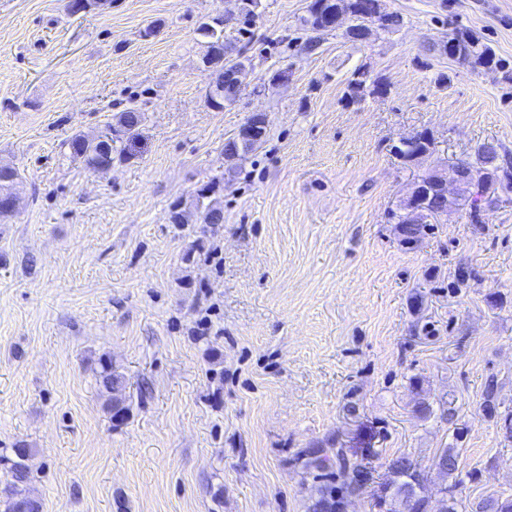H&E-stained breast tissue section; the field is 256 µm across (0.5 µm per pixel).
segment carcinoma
<instances>
[{
	"label": "carcinoma",
	"mask_w": 512,
	"mask_h": 512,
	"mask_svg": "<svg viewBox=\"0 0 512 512\" xmlns=\"http://www.w3.org/2000/svg\"><path fill=\"white\" fill-rule=\"evenodd\" d=\"M259 0H249L244 8V14L237 27L241 39L252 40V27L256 22V7ZM336 0H311L307 14L301 17V26L306 38L302 49L314 52L320 48V43L312 36L313 30L322 27L328 22L329 10ZM198 35L203 39L205 56L216 61L212 70V85L208 98L212 99L215 108L224 107V103L233 101L237 96L234 80V65L231 57L226 55L228 46L224 44V23H217L211 19L199 24ZM448 40L457 42V45L470 48L472 54V70H481L491 66L509 71V63L496 56L493 49L482 39L469 30L459 29L448 34ZM386 86L379 78L372 79L365 70L358 69L352 72L347 80L346 96L353 102H362L369 95L383 93ZM144 121V112L130 107L116 116L115 124L108 126V133L114 135L111 142L102 145L95 143L83 135H74L65 141L70 150V156L80 160L86 169L96 171L112 165L117 159L127 157V146L134 139L136 132ZM267 130L259 131V138L251 143L239 142L234 137L228 138L224 143V157L228 160H244L247 156L266 142ZM470 165L478 170L512 171V163L502 154V145L495 140L484 141L475 148L474 160ZM20 175L16 168L0 166V198L9 197L14 193L19 183ZM224 178L213 177L199 189L197 195V210L201 214V223L217 224L223 219L222 210L205 202L208 194L220 187ZM488 191L487 182L464 183L459 188L456 197L451 201L453 206L465 204L468 206V218L472 224H482V212L485 209V193ZM429 223L425 222L415 227L399 225L402 242L412 244L419 241L425 234ZM103 388L112 392L124 386V377L113 369L112 363L101 364L100 372ZM12 456L0 455V465L6 471L4 486L0 487V512H42V502L28 488L30 481L26 461L31 455L29 448H13ZM344 458L342 449L318 448L305 452L303 468L305 473L313 479L329 477L326 473L334 458ZM388 475L384 482L385 490L390 492V509L388 512H430L429 503L421 494V473L406 456H398L389 461ZM367 474L360 466L352 465V477L346 486L340 490L332 483L326 481L319 486V497L313 503L311 512H342L344 498L364 488ZM481 512H512V498H490L479 506Z\"/></svg>",
	"instance_id": "obj_1"
}]
</instances>
